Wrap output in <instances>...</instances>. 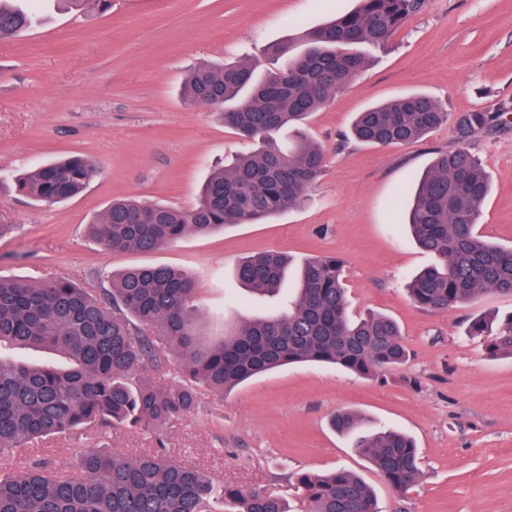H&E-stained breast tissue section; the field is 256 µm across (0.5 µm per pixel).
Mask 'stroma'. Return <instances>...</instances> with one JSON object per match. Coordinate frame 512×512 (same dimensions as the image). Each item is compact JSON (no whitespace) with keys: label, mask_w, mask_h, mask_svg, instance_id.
<instances>
[{"label":"stroma","mask_w":512,"mask_h":512,"mask_svg":"<svg viewBox=\"0 0 512 512\" xmlns=\"http://www.w3.org/2000/svg\"><path fill=\"white\" fill-rule=\"evenodd\" d=\"M356 0H112L103 13L79 15L60 0H34L39 20L21 37L0 41V277L75 280L104 288L106 273L170 265L198 288L202 332L281 310L295 293L258 299L234 277L243 259L267 251L295 262L333 255L344 262L350 311L384 313L399 324L411 352L398 370L363 378L330 364H293L257 376L224 397L203 393L198 408L163 438L139 429L110 435L122 454L165 444L173 460L220 483L302 503L294 473L346 469L373 486L381 512H512V357L490 356L470 335L477 317L512 314V297L492 292L444 312L415 308L406 285L437 262L406 224L410 189L439 150L456 148L450 125L417 143L339 146L356 112L394 97L427 94L451 112L512 104V0H427L383 46L366 48V70L336 91L308 132L325 152L324 172L299 208L261 224L206 236L189 234L155 253L104 250L86 232L116 197L136 195L189 207L212 165L251 149L212 107L181 99L186 75L201 65L251 61L273 41L355 8ZM494 186L478 226L512 246V123L465 144ZM81 155L98 175L77 197L48 204L18 194L17 175ZM351 409L366 431L414 438L421 478L393 492L330 419ZM91 442L74 431L34 453L51 470L79 475Z\"/></svg>","instance_id":"stroma-1"}]
</instances>
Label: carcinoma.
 I'll use <instances>...</instances> for the list:
<instances>
[{
  "instance_id": "carcinoma-1",
  "label": "carcinoma",
  "mask_w": 512,
  "mask_h": 512,
  "mask_svg": "<svg viewBox=\"0 0 512 512\" xmlns=\"http://www.w3.org/2000/svg\"><path fill=\"white\" fill-rule=\"evenodd\" d=\"M74 10L106 11L112 0H69ZM426 0H359L356 9L307 29L301 50L271 42L265 54L288 56L286 65L255 77L249 61L202 67L186 79L189 105L220 112L224 126L256 147L213 169L189 208L114 199L87 225L88 235L109 251L152 253L187 234H209L254 224L300 207L320 178L325 154L305 126L340 88L367 65L362 46H381L425 7ZM34 16L16 0H0V40L27 31ZM512 109L450 113L432 97L413 93L357 114L344 139L367 145L405 146L449 122L467 141L509 122ZM292 130L283 147L277 134ZM82 156L41 165L17 179L16 190L38 201L62 203L96 177ZM491 192L485 165L469 151H439L423 174L408 212L417 244L440 257L422 269L407 291L413 305L446 311L483 292L512 296V247L477 232ZM291 260L267 252L242 262L238 280L254 295L279 294ZM110 287L91 293L66 279L40 282L0 278V347H37L65 364L36 365L0 356V455H26L32 443L79 429L96 440L118 426L162 430L190 415L201 390L216 394L273 369L327 363L361 377H379L410 357L398 324L349 311L343 261L324 256L304 261L295 296L276 313L224 327L202 337L196 317L195 282L167 265L129 268L106 275ZM487 337L491 355H512V317L497 326L469 325ZM181 363L180 380L159 388L142 375ZM332 428L355 434L356 451L388 486L406 493L420 479V452L404 433L361 432L353 411H340ZM82 475L67 477L28 458L0 474V512H215L213 479L195 466L171 460L165 449L135 456L100 445L82 456ZM306 512H379L372 487L345 470L296 473ZM225 512H290L280 495L223 487Z\"/></svg>"
}]
</instances>
